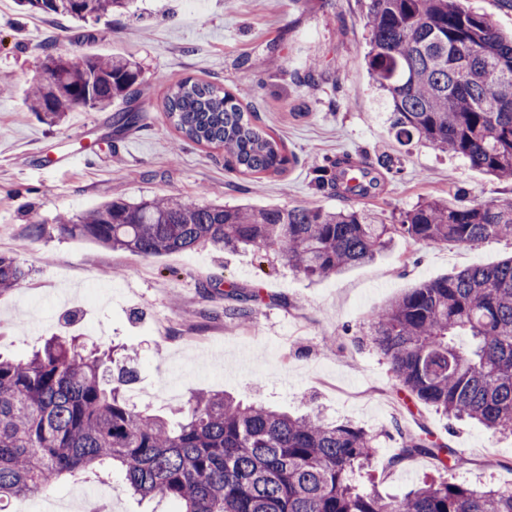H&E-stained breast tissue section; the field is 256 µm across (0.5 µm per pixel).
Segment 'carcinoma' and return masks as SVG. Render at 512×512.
<instances>
[{
    "instance_id": "cac0c4a2",
    "label": "carcinoma",
    "mask_w": 512,
    "mask_h": 512,
    "mask_svg": "<svg viewBox=\"0 0 512 512\" xmlns=\"http://www.w3.org/2000/svg\"><path fill=\"white\" fill-rule=\"evenodd\" d=\"M27 11L86 22L130 10L132 0H18ZM366 58L383 92L396 138L449 152L497 180L512 179V35L462 0H365ZM24 99L54 124L74 108L125 105L119 130L137 126L140 71L128 57L81 58L44 48ZM216 84L183 78L163 109L179 145L222 149L243 175L278 176L291 163L284 143L258 124L244 100ZM347 157L320 167L316 187L367 197L379 172L341 181ZM59 229L114 250L151 257L210 245L273 251L297 273L328 278L373 259L395 237L431 245L473 246L512 238V203L474 202L466 192L434 198L379 224L353 206L324 210L200 204L159 196L116 198ZM30 276L0 254V293ZM376 347L405 398L448 419L468 418L512 435V258L477 265L408 289L370 316ZM105 355L54 336L27 360L0 357V512L66 477L118 471L143 498L174 501L179 512H512V489L477 490L441 480L403 496L366 492L356 480L376 452L375 438L349 423L325 422L260 401L200 392L172 423L128 404L133 371L106 378ZM433 460L438 471L466 468L464 453L427 429L402 437L398 458Z\"/></svg>"
}]
</instances>
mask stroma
<instances>
[{
  "label": "stroma",
  "instance_id": "35a3bbf8",
  "mask_svg": "<svg viewBox=\"0 0 512 512\" xmlns=\"http://www.w3.org/2000/svg\"><path fill=\"white\" fill-rule=\"evenodd\" d=\"M135 13L88 21L93 39L73 42L74 23L21 12L0 0V254L30 272L0 294V354L23 358L50 336H76L86 348L127 349L138 373L129 402L178 421L198 392L262 399L297 412L318 408L377 437V453L359 477L364 490L401 496L435 477L423 456L397 463L401 432L426 427L464 452L456 482L477 489L512 485V438L470 420L448 421L428 406H407L387 360L370 336V316L419 283L512 255V240L476 247L421 245L404 237L372 262L312 282L275 252L212 247L141 257L70 237L55 220L107 199L170 195L205 204H305L343 208L317 190V168L347 154L381 171V188L361 205L380 222L398 223L425 198L465 190L471 200L512 202V183L468 167L431 147L400 144L372 87L364 60L362 0H137ZM77 55H123L141 70L140 103L150 118L116 131L113 109L79 108L49 125L23 97L41 77L42 48ZM191 77L247 88L261 124L282 139L294 161L285 174L256 179L225 169L220 150L177 151L178 133L162 101L167 81ZM63 154L80 155L63 165ZM44 223L26 242L30 216ZM236 288L252 311L248 323L224 315ZM249 358L247 372L236 371ZM111 493L106 512H176L174 502L139 500L120 479L83 475L49 496L74 505Z\"/></svg>",
  "mask_w": 512,
  "mask_h": 512
}]
</instances>
